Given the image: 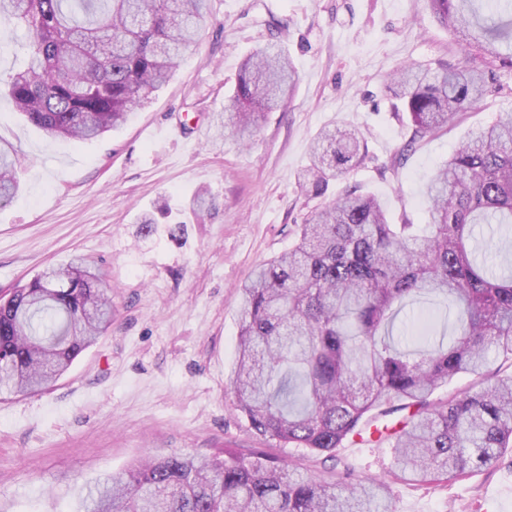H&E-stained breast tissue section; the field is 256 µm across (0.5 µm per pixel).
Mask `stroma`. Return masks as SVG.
<instances>
[{
  "label": "stroma",
  "mask_w": 512,
  "mask_h": 512,
  "mask_svg": "<svg viewBox=\"0 0 512 512\" xmlns=\"http://www.w3.org/2000/svg\"><path fill=\"white\" fill-rule=\"evenodd\" d=\"M280 36L298 76L293 99L251 141L213 125L243 57ZM30 36L0 26V78ZM457 47L424 0H209L196 48L128 122L102 137L52 138L0 91V140L21 156L20 190L0 205V291L81 256L105 273L112 326L45 393L0 396V512H77L87 486L137 461L212 455L262 443L227 390L236 362L239 289L285 251L316 200L297 175L318 133L359 129L369 158L347 178L385 200L393 222L421 223L424 183L473 129L512 110V78L387 169L410 133L386 87L406 65L456 64ZM155 215L153 234L141 221ZM302 472L324 457L266 443ZM354 479L388 473L387 446L346 444ZM394 512H512V452L448 487L391 484Z\"/></svg>",
  "instance_id": "1"
}]
</instances>
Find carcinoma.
Wrapping results in <instances>:
<instances>
[{"label":"carcinoma","mask_w":512,"mask_h":512,"mask_svg":"<svg viewBox=\"0 0 512 512\" xmlns=\"http://www.w3.org/2000/svg\"><path fill=\"white\" fill-rule=\"evenodd\" d=\"M208 0H0V22L33 36L10 75L18 112L52 137L90 140L124 124L171 79L195 43ZM457 36L452 68L404 67L390 77L418 143L448 128L512 77V0H426ZM296 75L281 43L242 62L224 132L244 139L283 106ZM367 154L359 133L325 128L300 189L326 195ZM17 151L0 145V204L17 194ZM426 223L393 224L386 203L354 185L298 225L288 251L240 288L237 360L228 389L255 435L313 455L378 431L395 476L446 484L512 450V264L487 259L483 225L512 226V113L471 132L425 184ZM421 295L451 302L455 327L395 339L399 314ZM112 325L105 276L77 257L0 293V395L49 387ZM468 375L445 398L436 390ZM316 479L264 450L177 453L131 465L88 492L85 512H393L390 483Z\"/></svg>","instance_id":"carcinoma-1"}]
</instances>
